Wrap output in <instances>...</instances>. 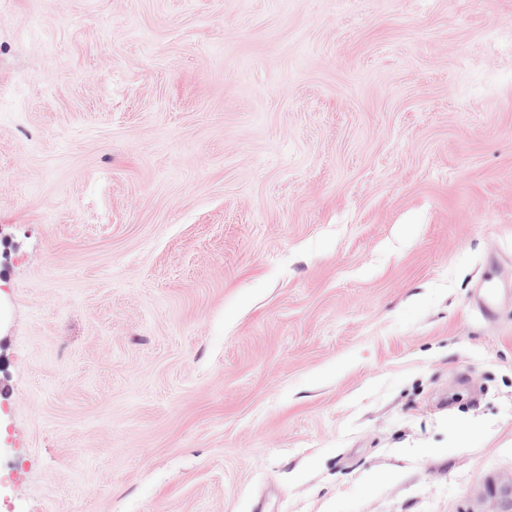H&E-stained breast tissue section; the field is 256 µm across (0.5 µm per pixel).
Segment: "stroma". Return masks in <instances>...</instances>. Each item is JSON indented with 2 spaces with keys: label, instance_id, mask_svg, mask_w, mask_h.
Masks as SVG:
<instances>
[{
  "label": "stroma",
  "instance_id": "obj_1",
  "mask_svg": "<svg viewBox=\"0 0 512 512\" xmlns=\"http://www.w3.org/2000/svg\"><path fill=\"white\" fill-rule=\"evenodd\" d=\"M511 477L512 0H0V512Z\"/></svg>",
  "mask_w": 512,
  "mask_h": 512
}]
</instances>
